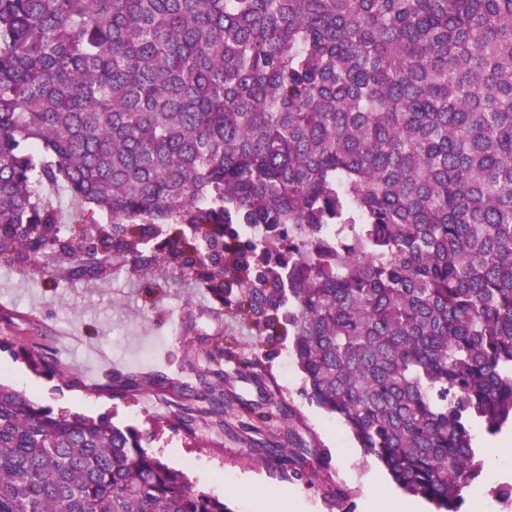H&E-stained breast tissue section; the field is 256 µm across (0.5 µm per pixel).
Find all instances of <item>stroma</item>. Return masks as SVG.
I'll list each match as a JSON object with an SVG mask.
<instances>
[{
  "mask_svg": "<svg viewBox=\"0 0 512 512\" xmlns=\"http://www.w3.org/2000/svg\"><path fill=\"white\" fill-rule=\"evenodd\" d=\"M290 342L253 335L176 269L149 277L124 269L94 283L62 278L49 286L34 265L0 267L1 383L54 409L137 429L150 452L225 497L233 512L258 510L233 492L236 484L285 493L298 512H367L370 476L401 496L345 425L309 400ZM219 343L224 362L217 373L201 354ZM36 344L52 349L66 377L30 369L22 352ZM217 382L226 393L223 415H198L204 391ZM243 402L278 416L249 430ZM177 414L188 423L170 429ZM474 443L483 450V472L468 488L463 512H483L496 489L512 483V447H499L481 428ZM298 447L307 455L294 469L279 454Z\"/></svg>",
  "mask_w": 512,
  "mask_h": 512,
  "instance_id": "stroma-1",
  "label": "stroma"
}]
</instances>
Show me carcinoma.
<instances>
[{"mask_svg":"<svg viewBox=\"0 0 512 512\" xmlns=\"http://www.w3.org/2000/svg\"><path fill=\"white\" fill-rule=\"evenodd\" d=\"M91 212L58 223L43 184ZM175 266L405 493L512 424V0H0V266ZM34 369L53 358L23 350ZM0 512H234L0 384Z\"/></svg>","mask_w":512,"mask_h":512,"instance_id":"cac0c4a2","label":"carcinoma"}]
</instances>
